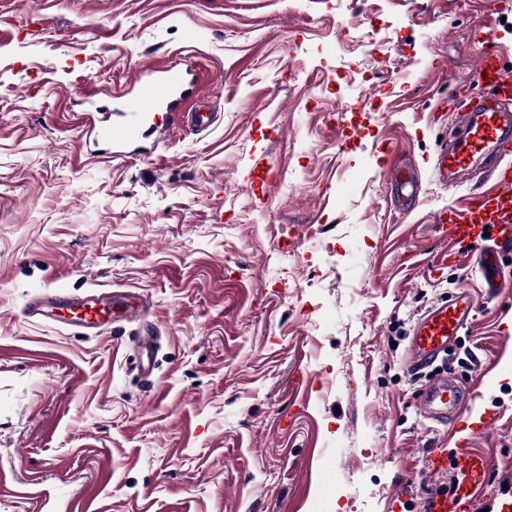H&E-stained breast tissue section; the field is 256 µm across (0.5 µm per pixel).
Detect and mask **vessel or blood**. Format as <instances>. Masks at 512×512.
<instances>
[{"label":"vessel or blood","instance_id":"vessel-or-blood-1","mask_svg":"<svg viewBox=\"0 0 512 512\" xmlns=\"http://www.w3.org/2000/svg\"><path fill=\"white\" fill-rule=\"evenodd\" d=\"M481 44L472 79L488 95L462 108L451 107L443 98L436 101L435 111L451 112L458 129L456 136L438 145L436 166L445 181L492 162V185L462 196L430 220V234L441 243L430 269L437 272L474 262L487 296L494 298L507 286L498 262L499 251L512 245V71L502 63L494 26H487ZM144 73L135 96L125 106L123 121L102 126V139L115 145L138 140L148 119L159 111L201 131L212 125L213 113L180 111L179 104L188 92L182 69L172 64L148 66ZM477 306L474 296L462 289L428 308L408 338L409 369L419 373L447 362L449 345L470 327ZM146 307V301L128 291L95 288L74 297L64 286L46 285L30 293L22 313L30 319L82 327L103 336L116 318L137 321ZM473 399L471 390L442 376L420 390L418 405L427 419L444 424L464 414ZM423 466L438 477L451 475L452 487L425 497L422 512H475L490 469L483 452L463 446L452 453L434 448L424 457Z\"/></svg>","mask_w":512,"mask_h":512}]
</instances>
